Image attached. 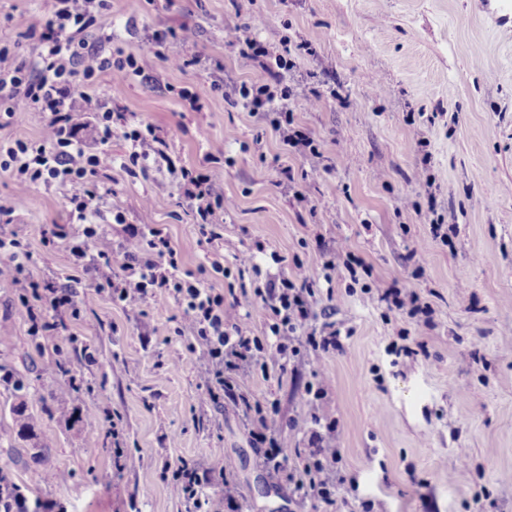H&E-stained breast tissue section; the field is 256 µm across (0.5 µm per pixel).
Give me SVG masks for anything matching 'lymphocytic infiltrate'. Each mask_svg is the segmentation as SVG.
Listing matches in <instances>:
<instances>
[{"mask_svg": "<svg viewBox=\"0 0 512 512\" xmlns=\"http://www.w3.org/2000/svg\"><path fill=\"white\" fill-rule=\"evenodd\" d=\"M108 10L107 0H51L48 15H32L22 22V37L38 44L34 59L17 58L12 48L0 46V119L11 125L30 112L46 115L39 139H14L0 153V171L24 187L55 182L69 186L68 223L41 225L40 235L47 245L66 242L74 268L82 272L75 285L60 288L35 276L30 268L32 255L11 228L16 208L1 204L0 282L26 304L31 332L49 337L67 321L80 320L77 296L82 287L107 293L113 305L133 311L162 294L173 299L182 309L177 332L189 339L190 349L198 352L201 361L200 406L241 416L257 466L273 486H287L291 501L300 504L314 499L324 505L325 512H336L340 491L348 482L340 449L325 447L323 433L316 432L306 447L295 449L293 458L284 457L272 430L275 403L250 398L245 391L256 371L286 373L301 346L325 354L344 353L335 322H323L307 336L299 334L314 317L315 273L299 265L292 273L270 277L264 286L254 288L253 297L269 319L270 335H253L239 313L238 295L222 285L226 270L219 249L224 240L219 217L231 202L203 166L181 168L179 182L199 235L214 246L199 273L183 270L182 257L163 228L127 223L120 213L114 216L121 226L116 245L98 242L96 219L99 202L109 192L105 180L113 164V136L123 134L133 144L123 168L144 175L165 159L168 147L160 127L149 123L141 130H126L125 113L103 109L91 91L108 71L141 73L133 56L111 50L112 34L102 20ZM226 37L229 44L238 46L242 58L257 62L279 85L274 91L266 84L233 81L227 99L245 111L270 115L284 146L305 144V137L291 129L292 92L282 84L290 67L287 52L264 46L249 23L235 26ZM87 128L96 132L91 146L79 136ZM148 141L154 144L149 152L144 149ZM166 481L190 512H240L242 508L244 493L232 478L230 464L182 460Z\"/></svg>", "mask_w": 512, "mask_h": 512, "instance_id": "obj_1", "label": "lymphocytic infiltrate"}]
</instances>
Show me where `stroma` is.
I'll list each match as a JSON object with an SVG mask.
<instances>
[{
    "label": "stroma",
    "mask_w": 512,
    "mask_h": 512,
    "mask_svg": "<svg viewBox=\"0 0 512 512\" xmlns=\"http://www.w3.org/2000/svg\"><path fill=\"white\" fill-rule=\"evenodd\" d=\"M48 5L0 0V44L35 56L16 24ZM110 14L113 47L142 74L107 72L95 91L105 108H125L131 127L159 125L175 165L213 157L216 185L233 202L223 216L225 286L251 289L303 264L318 275L315 312L335 308L347 335L344 354L306 349L286 374L249 381L256 399L278 402L280 419L298 420L278 434L285 451L306 446L312 416L335 420L332 444L359 483L343 512H362L365 500L371 512H482L479 490L495 500L492 512H512V29L478 0H111ZM251 18L266 47L292 49V127L319 157L284 151L262 114L224 97L225 79L269 81L225 41ZM165 28L177 37L156 46L150 37ZM187 46L215 67H172ZM185 90L200 110L183 107ZM110 175L103 241L116 240L121 211L165 228L197 271L208 247L178 205L174 176L134 178L117 165ZM65 193L0 173V204H18L34 275L59 285L73 272L69 252L45 249L39 227L68 222ZM259 243L258 273L238 277L235 255ZM394 286L416 292L422 313L381 302ZM78 300L81 321L49 340L29 334L25 307L0 283V370L11 375L0 380V474L28 512H186L161 479L180 458L232 460L243 512H322L267 483L237 415L197 410V356L177 334L172 299L148 301L140 316L91 288ZM420 342L426 354L415 353ZM58 353L89 393L47 370ZM319 376L327 394L307 405L300 394ZM98 403L121 415L135 468L115 470L108 423L87 417Z\"/></svg>",
    "instance_id": "obj_1"
}]
</instances>
